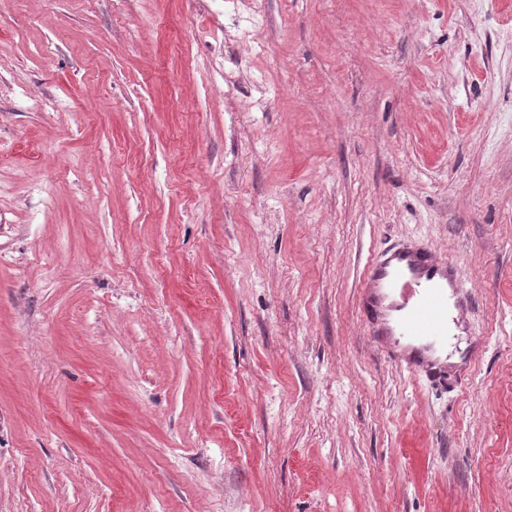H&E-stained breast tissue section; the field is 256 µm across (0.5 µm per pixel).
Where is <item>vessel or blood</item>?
<instances>
[{
  "mask_svg": "<svg viewBox=\"0 0 512 512\" xmlns=\"http://www.w3.org/2000/svg\"><path fill=\"white\" fill-rule=\"evenodd\" d=\"M461 283L446 258L419 242L386 250L369 263L363 286L374 344L410 373L444 385L448 365L436 358L449 327L469 311Z\"/></svg>",
  "mask_w": 512,
  "mask_h": 512,
  "instance_id": "obj_1",
  "label": "vessel or blood"
}]
</instances>
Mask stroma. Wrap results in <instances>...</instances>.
Instances as JSON below:
<instances>
[{"label":"stroma","instance_id":"35a3bbf8","mask_svg":"<svg viewBox=\"0 0 512 512\" xmlns=\"http://www.w3.org/2000/svg\"><path fill=\"white\" fill-rule=\"evenodd\" d=\"M410 239L464 388L361 318ZM0 512H512L505 0H0Z\"/></svg>","mask_w":512,"mask_h":512}]
</instances>
